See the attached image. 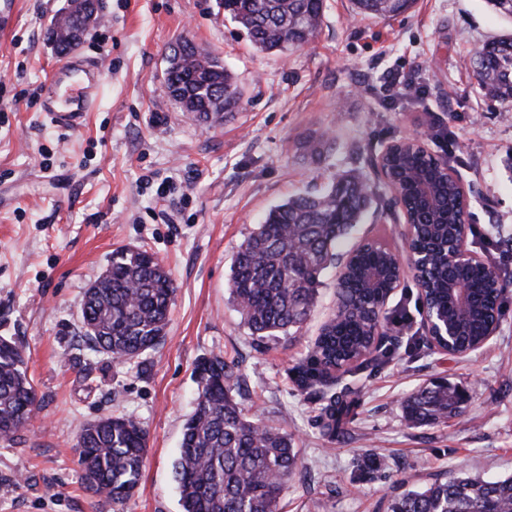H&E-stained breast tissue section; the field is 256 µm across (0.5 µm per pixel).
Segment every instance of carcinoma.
<instances>
[{
    "label": "carcinoma",
    "mask_w": 512,
    "mask_h": 512,
    "mask_svg": "<svg viewBox=\"0 0 512 512\" xmlns=\"http://www.w3.org/2000/svg\"><path fill=\"white\" fill-rule=\"evenodd\" d=\"M98 0H68L46 39L57 52H70L83 28L72 15L92 20ZM416 0H353L365 17L395 19ZM224 17L241 26L259 51L286 54L308 44L322 22L323 0H219ZM183 53L168 56L167 87H176L206 126L224 120L241 106L236 83L223 62L182 40ZM471 68L479 87L502 102H512V32L485 43ZM388 163L404 176L409 214L419 224V242L430 254L415 278L421 308L439 307L456 314L450 285L468 290V318L458 336L462 348L481 343L500 321L501 274L490 264L459 267L448 261L445 245L459 234L461 185L445 179V168L424 171L434 181L435 196L419 194L413 181L415 155L402 150ZM372 191L366 176L345 172L331 183L293 195L271 207L240 244L232 265L230 300L250 335L267 339L300 329L323 286L325 270L342 264L335 316L316 338L310 357L299 368V381L313 387L331 367H351L371 353L380 330L388 325L383 310L397 276V258L388 247L363 245L347 255L342 240L364 222ZM176 286L154 254L138 247L112 253V264L98 286L85 292L81 308L82 338L116 362L139 357L159 346L166 335ZM22 348L0 336V441L15 442L39 409L34 381L28 376ZM195 373V407L183 425L179 457L174 463L182 512H277L279 500L298 468L293 440L279 423L244 412L233 392L241 378L236 363L213 354L202 358ZM464 403L462 390L445 381L425 386L402 404L412 425L444 421ZM357 400L353 392L330 394L320 412L323 430L340 439ZM77 462L86 489L121 512L133 496L147 448V433L126 415L101 417L77 435ZM387 512H512V475L485 480L460 474L437 479L394 496Z\"/></svg>",
    "instance_id": "cac0c4a2"
}]
</instances>
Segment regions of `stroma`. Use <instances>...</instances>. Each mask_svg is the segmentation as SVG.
Listing matches in <instances>:
<instances>
[{"label": "stroma", "instance_id": "stroma-1", "mask_svg": "<svg viewBox=\"0 0 512 512\" xmlns=\"http://www.w3.org/2000/svg\"><path fill=\"white\" fill-rule=\"evenodd\" d=\"M67 0H13L0 24V336L27 356L41 408L22 439L0 444V512H112L88 492L75 449L80 428L126 414L147 431L141 479L124 512H181L173 463L193 408L194 367L214 353L238 360L242 407L282 422L299 465L280 512H387L403 478L512 475V278L493 339L467 357L425 344L419 288L405 276L386 310L377 367L337 371L360 406L340 441L319 424L323 387L300 388L295 369L335 313L338 267L324 276L303 329L258 342L229 297L234 254L274 205L338 174L371 176L376 195L348 246L402 250L403 216L372 162L390 141L417 137L451 150L468 197L467 250L512 275V110L486 97L470 59L507 23L484 0H417L397 19L361 18L351 0H324L304 48L254 49L216 0H100L79 56L102 59L98 105L83 126L55 127L15 94L44 88L61 63L45 31ZM220 58L243 106L202 129L167 92L166 57L179 38ZM423 95L388 100L394 82ZM451 133L442 144L438 133ZM330 133L316 155L306 141ZM134 246L161 258L177 287L166 339L116 363L80 334L86 289ZM443 379L470 394L447 421L408 426L402 401Z\"/></svg>", "mask_w": 512, "mask_h": 512}]
</instances>
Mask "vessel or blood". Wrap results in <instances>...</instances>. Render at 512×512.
Returning <instances> with one entry per match:
<instances>
[{"label": "vessel or blood", "instance_id": "vessel-or-blood-1", "mask_svg": "<svg viewBox=\"0 0 512 512\" xmlns=\"http://www.w3.org/2000/svg\"><path fill=\"white\" fill-rule=\"evenodd\" d=\"M102 80L99 63L66 59L52 75L41 109L55 126L78 129L87 113L96 108Z\"/></svg>", "mask_w": 512, "mask_h": 512}]
</instances>
